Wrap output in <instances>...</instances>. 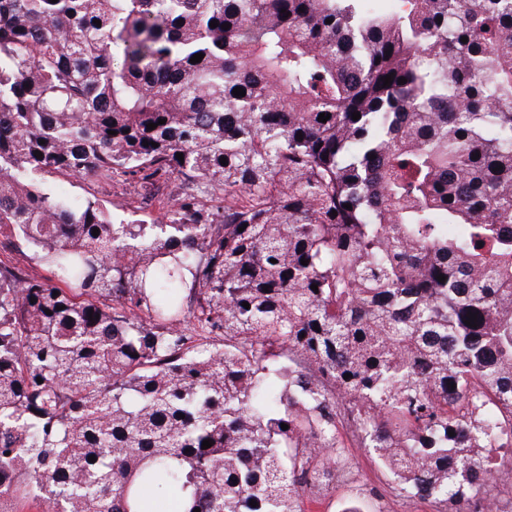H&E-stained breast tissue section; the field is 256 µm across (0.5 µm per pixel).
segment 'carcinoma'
I'll list each match as a JSON object with an SVG mask.
<instances>
[{
    "mask_svg": "<svg viewBox=\"0 0 512 512\" xmlns=\"http://www.w3.org/2000/svg\"><path fill=\"white\" fill-rule=\"evenodd\" d=\"M0 236V512L512 495V0H0ZM47 185L61 197L85 199L98 202L109 214L127 221H144L148 224L160 216L159 202L170 200L186 193L192 188L179 179L171 180L160 188L143 187L123 179L102 181L98 179H75L67 175L47 176ZM353 473L352 482L336 484L319 504L306 512H342L352 499H357L361 512H444L446 506L433 501L410 500L390 489L391 481L368 448H346Z\"/></svg>",
    "mask_w": 512,
    "mask_h": 512,
    "instance_id": "1",
    "label": "carcinoma"
}]
</instances>
